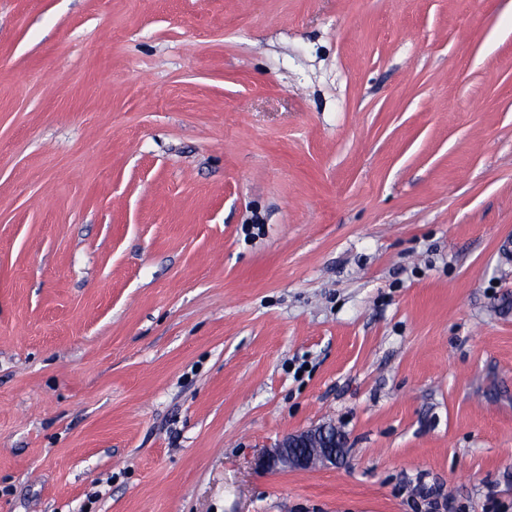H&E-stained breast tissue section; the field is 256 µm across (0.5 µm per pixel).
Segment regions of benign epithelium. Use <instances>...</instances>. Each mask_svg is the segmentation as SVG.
Returning <instances> with one entry per match:
<instances>
[{"label":"benign epithelium","mask_w":512,"mask_h":512,"mask_svg":"<svg viewBox=\"0 0 512 512\" xmlns=\"http://www.w3.org/2000/svg\"><path fill=\"white\" fill-rule=\"evenodd\" d=\"M343 441L344 436L330 424L289 433L266 449L259 459V466L279 470L330 468L345 458L346 450L339 447Z\"/></svg>","instance_id":"obj_1"}]
</instances>
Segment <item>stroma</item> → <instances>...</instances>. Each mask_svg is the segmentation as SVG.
Listing matches in <instances>:
<instances>
[{
    "label": "stroma",
    "mask_w": 512,
    "mask_h": 512,
    "mask_svg": "<svg viewBox=\"0 0 512 512\" xmlns=\"http://www.w3.org/2000/svg\"><path fill=\"white\" fill-rule=\"evenodd\" d=\"M423 486L512 512V0H0V512ZM344 436L330 424L289 433L266 449L259 459V466L279 470H309L316 467L330 468L342 462L346 455Z\"/></svg>",
    "instance_id": "1"
}]
</instances>
